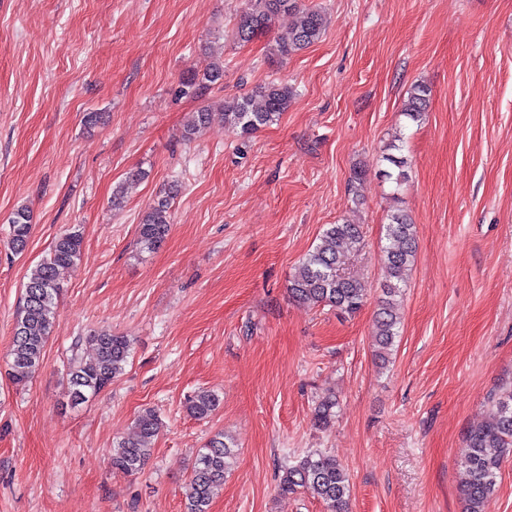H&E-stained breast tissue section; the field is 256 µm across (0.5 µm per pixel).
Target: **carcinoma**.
I'll use <instances>...</instances> for the list:
<instances>
[{"label": "carcinoma", "instance_id": "obj_1", "mask_svg": "<svg viewBox=\"0 0 512 512\" xmlns=\"http://www.w3.org/2000/svg\"><path fill=\"white\" fill-rule=\"evenodd\" d=\"M298 12L299 21L284 34L277 36L273 51L289 56L318 41L326 29L325 16L316 9H300L297 0H248L246 8L234 18V35L240 42H250L269 30L282 14ZM224 78V64L211 61L202 73L193 72L183 79L178 93L198 95L202 90ZM430 88L422 83L413 85L408 93L403 115L418 123L427 111ZM291 88L271 82L245 95L224 102V128L246 137L280 118L292 100ZM213 112L202 109L195 113L184 132L190 141L199 130L209 127ZM395 172L387 177L396 184L407 177L408 160L404 156L388 158ZM173 192L157 197L144 212L139 224L137 244L144 251L159 246L168 235ZM28 208L18 207L9 219V246L17 252L26 248L31 233ZM386 284L384 298L375 314L376 357L389 361L401 320L395 298L408 282V272L416 255L415 224L408 212L398 206L388 215L385 229ZM83 244L79 228L72 227L60 234L47 256L29 273L25 293L16 313L9 356L11 366L19 370L15 380L22 383L38 372L44 363L45 347L58 318V297L61 290L59 271L74 266L80 258ZM363 245V232L358 224H329L319 242L301 261L289 284L293 301L311 306H329L342 316H353L367 300L365 283L346 272L347 252H357ZM94 357L85 360L78 346L71 349L69 359V396L79 405L112 385L121 375L130 357V342L120 335L101 330L89 336ZM493 415L466 433L461 448V491L464 512H482L485 499L493 492L503 463L512 457V386L490 397ZM218 397L209 391H199L188 399L187 411L196 419L213 415ZM336 398H323L314 409L313 423L330 426L335 417ZM135 434L117 443L110 458L113 470L133 475L140 472L153 452L151 440L161 428L156 412L146 410L135 420ZM236 456V444L224 433L214 435L199 450L185 500V512H208L214 491L224 485L230 461ZM278 490L294 494L303 490L321 500L328 512H348L350 480L345 466L333 455L308 452L294 458L281 469Z\"/></svg>", "mask_w": 512, "mask_h": 512}]
</instances>
